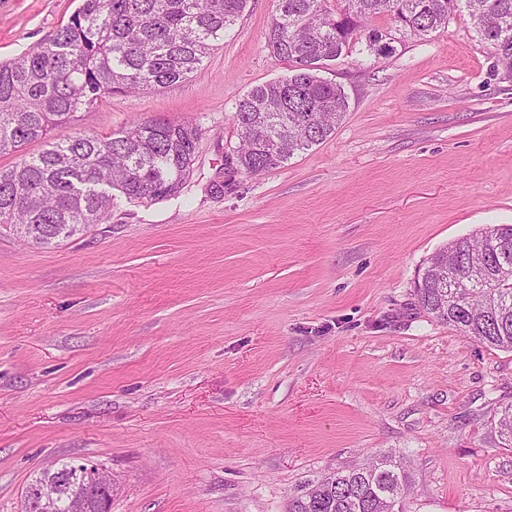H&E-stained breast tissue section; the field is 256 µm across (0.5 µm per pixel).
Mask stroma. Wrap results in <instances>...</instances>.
Wrapping results in <instances>:
<instances>
[{"mask_svg": "<svg viewBox=\"0 0 512 512\" xmlns=\"http://www.w3.org/2000/svg\"><path fill=\"white\" fill-rule=\"evenodd\" d=\"M80 4L0 0V62ZM273 11L249 0L189 81L54 130L196 123L180 196L113 190L107 223L51 248L0 227V512L81 458L111 470V512H288L305 482L386 451L412 475L404 512H512V447L488 432L512 352L414 293L437 249L512 224V68L456 8L389 57L332 62L349 100L334 133L231 174L236 100L290 70L266 45Z\"/></svg>", "mask_w": 512, "mask_h": 512, "instance_id": "35a3bbf8", "label": "stroma"}]
</instances>
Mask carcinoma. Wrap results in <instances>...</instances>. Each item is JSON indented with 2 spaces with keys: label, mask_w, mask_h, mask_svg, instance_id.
<instances>
[{
  "label": "carcinoma",
  "mask_w": 512,
  "mask_h": 512,
  "mask_svg": "<svg viewBox=\"0 0 512 512\" xmlns=\"http://www.w3.org/2000/svg\"><path fill=\"white\" fill-rule=\"evenodd\" d=\"M322 0H275L267 46L290 65L286 77L252 88L235 104L241 141L224 156L225 169L260 175L326 140L348 109L343 88L319 75L328 63L358 51L395 52L392 31L421 37L444 27L463 3L480 39L512 64V0H340L342 5L305 24ZM248 0H82L68 22L45 42L0 64V154H16L0 169V224L32 246L67 239L83 224L112 216V188L128 198L159 200L181 194L193 171L199 128L190 122L148 120L105 137L80 132L54 140L51 132L76 124L78 113L115 94L180 85L224 42ZM387 16L394 30L369 22ZM40 141L36 155L25 147ZM441 267L448 287H433ZM484 271L488 289L467 278ZM418 277V306L463 337L512 351V224L478 230L448 242ZM490 432L512 447V404L491 419ZM409 470L391 454L305 483L288 512H403ZM106 512L79 473L61 485L56 512Z\"/></svg>",
  "instance_id": "obj_1"
}]
</instances>
